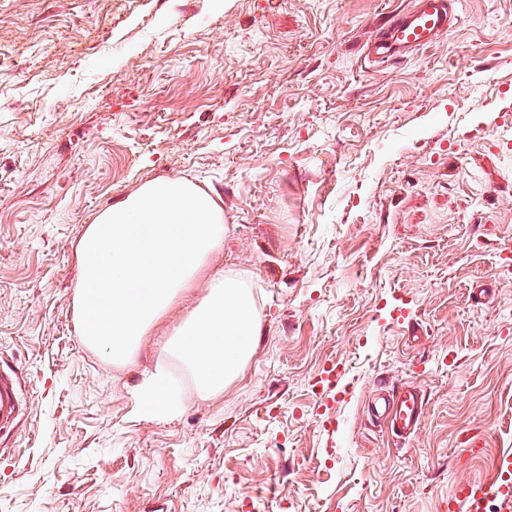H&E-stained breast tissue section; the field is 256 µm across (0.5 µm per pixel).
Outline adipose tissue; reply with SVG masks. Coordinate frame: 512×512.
I'll return each instance as SVG.
<instances>
[{
  "label": "adipose tissue",
  "mask_w": 512,
  "mask_h": 512,
  "mask_svg": "<svg viewBox=\"0 0 512 512\" xmlns=\"http://www.w3.org/2000/svg\"><path fill=\"white\" fill-rule=\"evenodd\" d=\"M259 331L247 283L219 274L211 278L207 297L166 348L183 362L199 395L208 397L237 375ZM140 397L154 418L168 420L180 412L165 369L146 376Z\"/></svg>",
  "instance_id": "ef3b65f1"
}]
</instances>
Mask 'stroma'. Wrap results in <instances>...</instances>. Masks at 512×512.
<instances>
[{
    "label": "stroma",
    "mask_w": 512,
    "mask_h": 512,
    "mask_svg": "<svg viewBox=\"0 0 512 512\" xmlns=\"http://www.w3.org/2000/svg\"><path fill=\"white\" fill-rule=\"evenodd\" d=\"M411 0H0V512H448L512 452V0L397 64ZM196 185L224 247L110 362L79 336L77 249L144 184ZM232 273L261 322L200 398L162 344ZM488 290L474 305L470 290ZM342 363L345 399L322 390ZM181 413H137L157 364ZM417 387L400 440L379 389ZM26 409L14 373L0 367V431L13 427Z\"/></svg>",
    "instance_id": "obj_1"
}]
</instances>
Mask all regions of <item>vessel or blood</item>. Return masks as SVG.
Returning <instances> with one entry per match:
<instances>
[{
  "mask_svg": "<svg viewBox=\"0 0 512 512\" xmlns=\"http://www.w3.org/2000/svg\"><path fill=\"white\" fill-rule=\"evenodd\" d=\"M459 0H414L411 9L376 26L367 45L369 59L390 62L404 54L428 47L448 31L456 17ZM26 410L13 372L0 367V431L13 427ZM374 415L388 418L394 436L406 438L416 432L424 417V401L411 387L381 396L372 405ZM498 476L491 481H464L448 494V512H512V454L494 460Z\"/></svg>",
  "mask_w": 512,
  "mask_h": 512,
  "instance_id": "1",
  "label": "vessel or blood"
}]
</instances>
